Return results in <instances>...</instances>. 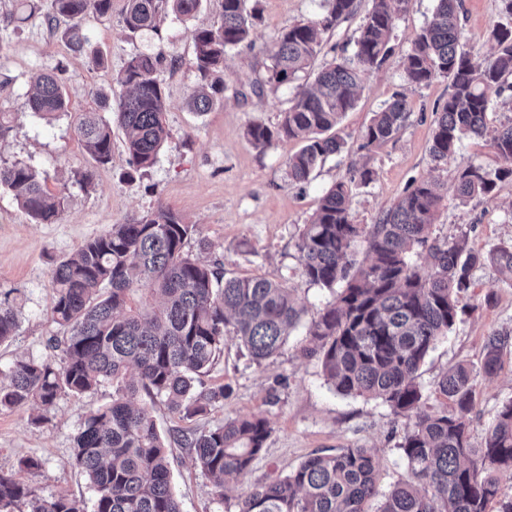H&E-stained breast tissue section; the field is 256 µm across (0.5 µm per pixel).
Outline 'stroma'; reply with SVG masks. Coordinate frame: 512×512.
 Instances as JSON below:
<instances>
[{"label":"stroma","instance_id":"obj_1","mask_svg":"<svg viewBox=\"0 0 512 512\" xmlns=\"http://www.w3.org/2000/svg\"><path fill=\"white\" fill-rule=\"evenodd\" d=\"M127 0H112L106 16L85 22L89 43L83 53L72 51L63 30H49L50 0H0V111L12 115L11 128L0 139V164L20 162L45 178L51 193L67 201L60 220L36 224L18 205L12 192L0 187V297L9 296L19 319L16 335L0 345V383L6 382L14 360L49 356L47 341L62 335L52 318L50 271L73 256L87 241L114 224H131L167 209L198 228L186 249L209 261H219L225 277L265 276L285 282L308 314H316L334 295L309 283L299 271L296 242L323 193L352 169L367 167L373 179L357 185L350 200L354 223L374 224L413 184L435 180L447 185L434 237L466 236L469 247L484 254L512 243V181L499 183L490 194L464 202L450 187L458 169L474 165L502 167L489 137L462 138L448 164L435 165L429 144L437 112L450 92L449 81L435 78L415 89L406 81L402 59L416 34L432 17L436 0H411L393 32L394 51L382 67L367 77L355 107L335 128L345 141L341 154L328 157L304 184L290 183L285 161L295 153V141L276 140L255 146L247 135L254 124L277 126L300 89L309 87L317 70L332 59L350 56L364 15L372 0H358L356 14L325 36L326 44L310 69L293 83L268 85L271 60L265 51L288 25L320 18L326 0H247L251 15V46L229 52L219 76L224 91L213 107L197 114L190 96L199 85L192 65L193 32L221 20V0H202L192 18L167 13L158 29L131 32L123 18ZM499 0H461L460 21L465 47L478 56L490 55V32L498 20ZM164 52L159 70L165 91L164 119L169 138L155 164L127 178V153L121 127L112 129V161L96 165L76 134L79 113L94 107L99 90L120 94L116 75L139 54ZM53 72L63 81L69 109L45 119L23 107L41 74ZM264 91H251L255 83ZM405 95L411 116L393 138L361 150V134L374 112L394 95ZM90 173L83 183L82 173ZM467 311L437 344L418 378L428 404L436 405L439 377L452 365H480L486 336L512 332V284L502 281L490 264L476 266L471 286L462 298ZM304 329L292 332L281 353L263 365L253 364L237 340L226 338L224 353L205 373V387L226 390L222 402L190 420L174 418L156 404L160 431L172 428L209 429L238 416L266 418L272 434L266 452L257 459L244 483H229L223 500H216L212 481L190 454L173 448V486L181 512H236L244 486L282 477L315 453L339 448H370L380 472L379 492L410 477L398 445L403 426L378 400L338 394L327 382L318 360L300 355ZM497 377L478 379L474 389L470 430L481 443L502 403L512 399V350L504 351ZM112 400L111 385L83 394H64L44 409L24 405L0 411V473L13 476L39 496L60 493L91 502L86 477L74 466V437L90 411ZM40 460L28 470L21 461Z\"/></svg>","mask_w":512,"mask_h":512}]
</instances>
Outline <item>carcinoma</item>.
Returning <instances> with one entry per match:
<instances>
[{
  "label": "carcinoma",
  "mask_w": 512,
  "mask_h": 512,
  "mask_svg": "<svg viewBox=\"0 0 512 512\" xmlns=\"http://www.w3.org/2000/svg\"><path fill=\"white\" fill-rule=\"evenodd\" d=\"M183 17L197 13L201 0H127L125 27L135 32L157 28L164 5ZM322 17L282 30L268 53V83L298 79L323 49L322 35L355 13L357 0H329ZM500 21L487 58L464 49L459 0H437L431 20L403 58L409 85L420 88L438 76L451 91L435 121L429 154L446 164L465 136L488 131V91L512 85V0H500ZM410 0H372L349 57L325 64L314 85L295 96L274 128L254 124L248 136L257 146L296 140L288 156L291 182L309 179L317 166L343 151L345 142L327 135L352 110L367 76L393 53V31ZM49 26L66 25L72 51L82 53L84 21L112 10V0H51ZM222 22L195 29L193 66L202 83L191 98L200 114L215 94L207 83L230 51L251 43L246 0H222ZM163 54L131 58L116 78L124 89L117 109L111 95H96V108L81 113L77 132L97 164L112 159V120L125 132L128 177L151 167L168 138L163 122L165 94L158 77ZM68 94L52 74L42 75L25 99V108L42 117L67 111ZM411 114L407 99L396 96L376 112L362 134L361 149L396 135ZM492 146L505 166L489 172L479 166L459 170L457 197L467 201L494 191L512 178V119L494 130ZM368 168L355 170L321 197L310 223L296 243L299 270L311 284L335 293L334 302L316 313L300 353L317 358L336 392L380 400L405 421L398 449L410 478L395 483L376 512H512V497L501 495V480L512 477V400L502 404L483 443H471L468 415L478 378L503 369L501 354L512 346L509 334H492L478 367L458 364L436 383L444 402L426 405L419 370L439 340L460 316L462 294L471 287L473 268L486 261L504 281L512 282V244L487 256L464 240L431 237L443 195L440 186L422 181L394 203L378 222L356 224L349 209L355 182L371 181ZM0 186L9 189L36 224H54L64 213L65 197L50 193L39 174L20 162L0 166ZM197 234L194 224L159 209L133 224H114L89 240L76 256L51 270V314L64 328L52 339L61 352L55 359H20L0 384V409L26 404L51 407L63 393L82 395L112 384V402L85 418L75 437L74 465L93 491L92 512H180L171 486L168 448L152 410L163 402L181 420L224 400V388L199 389L195 382L224 353L233 336L259 364L278 354L291 329L305 315L289 288L267 277H224V271L186 251ZM363 248L365 257L353 256ZM424 261L426 272L411 254ZM140 291L158 295L156 307L131 306ZM18 317L9 297L0 298V343L15 336ZM272 433L261 417L233 418L215 428L185 432L173 441L188 450L213 479V494L224 497L226 479L246 476L265 451ZM378 470L368 448H341L313 455L287 475L254 484L237 502V512H369L376 495ZM0 512H86L83 502L58 494L49 500L12 476L0 473Z\"/></svg>",
  "instance_id": "obj_1"
}]
</instances>
